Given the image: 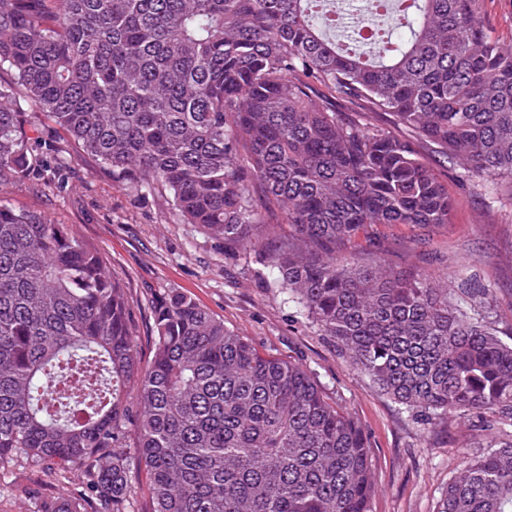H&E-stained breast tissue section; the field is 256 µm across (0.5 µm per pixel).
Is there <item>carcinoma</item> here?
Segmentation results:
<instances>
[{
    "label": "carcinoma",
    "mask_w": 512,
    "mask_h": 512,
    "mask_svg": "<svg viewBox=\"0 0 512 512\" xmlns=\"http://www.w3.org/2000/svg\"><path fill=\"white\" fill-rule=\"evenodd\" d=\"M325 2L0 0V188L35 173L50 189L88 157L182 223L265 248L282 292L425 420L512 415V344L448 288L345 257L381 224L452 223L448 165L512 197V44L480 0H361L381 18L367 35L336 32ZM149 303L144 358L102 253L0 205V470L50 462L77 485L22 491L28 512H131L120 448L148 512H371L365 433L302 366L176 288ZM489 447L436 512H512V438ZM131 471L132 486L134 489L133 502L134 510L145 511L148 502V488L145 472L142 467L135 465Z\"/></svg>",
    "instance_id": "carcinoma-1"
}]
</instances>
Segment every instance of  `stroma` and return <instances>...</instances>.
Segmentation results:
<instances>
[{
	"mask_svg": "<svg viewBox=\"0 0 512 512\" xmlns=\"http://www.w3.org/2000/svg\"><path fill=\"white\" fill-rule=\"evenodd\" d=\"M67 179L47 192L21 182L0 191V203L72 225L108 259L133 301L140 346L149 343L151 291L177 288L248 337L262 353L306 369L324 392L363 428L370 448L375 494L371 512H434L465 458L487 441L512 434L498 413L424 421L382 392L339 352L331 337L278 288L256 248L228 246L179 223L170 203L145 197L72 156ZM454 217L417 244L416 228L380 226L386 260L438 285L473 278L492 296L483 313L500 339L512 341V202L480 189L462 169H449ZM46 467L25 462L0 470V512H26L19 493L41 484Z\"/></svg>",
	"mask_w": 512,
	"mask_h": 512,
	"instance_id": "obj_1",
	"label": "stroma"
}]
</instances>
